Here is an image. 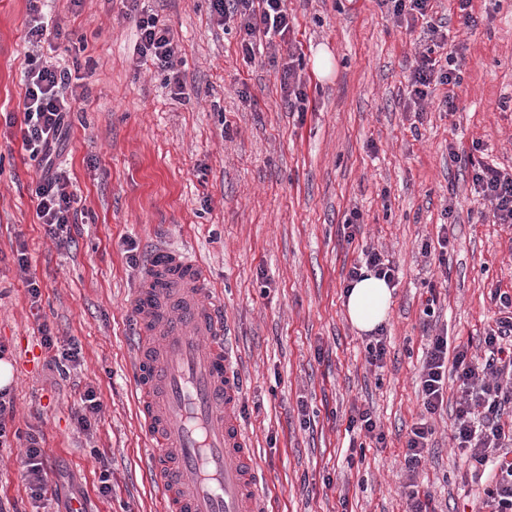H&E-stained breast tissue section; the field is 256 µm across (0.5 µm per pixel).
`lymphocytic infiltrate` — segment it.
<instances>
[{
    "label": "lymphocytic infiltrate",
    "mask_w": 512,
    "mask_h": 512,
    "mask_svg": "<svg viewBox=\"0 0 512 512\" xmlns=\"http://www.w3.org/2000/svg\"><path fill=\"white\" fill-rule=\"evenodd\" d=\"M217 25L237 20L240 47L245 59L255 57L258 39L269 34L289 41L293 19L287 0H209ZM396 21L414 25L425 18L426 48L415 59L409 77L406 109L424 110L432 83L454 85L458 75L454 54H446L445 66H438L436 50L448 37L446 17H432L433 0H381ZM133 15L141 58L166 71V82L174 96H182L184 85L177 68L178 45L156 14L138 10L137 0H127ZM70 69L44 61L31 64L24 72L25 96L20 122L22 145L42 174L35 184L36 216L47 235L64 241L70 234L77 211L68 181L54 169L58 147L70 125L75 98ZM470 176L476 192L486 200L497 223L512 224V171L489 164L472 166ZM492 299L498 315L485 330L484 353H470L468 346H449L446 333L429 338L419 373L423 412L408 433L404 455L407 512H430V493L420 491L418 467L434 433L431 418L443 409L449 377H456L461 396L454 410L451 438L462 462L473 470L488 473L481 505L484 512H512V294L497 291Z\"/></svg>",
    "instance_id": "lymphocytic-infiltrate-1"
}]
</instances>
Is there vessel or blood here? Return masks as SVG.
I'll return each instance as SVG.
<instances>
[{
    "label": "vessel or blood",
    "mask_w": 512,
    "mask_h": 512,
    "mask_svg": "<svg viewBox=\"0 0 512 512\" xmlns=\"http://www.w3.org/2000/svg\"><path fill=\"white\" fill-rule=\"evenodd\" d=\"M208 270L175 246L151 250L131 298L134 391L150 451L145 478L165 512H268L264 475L238 417L240 387Z\"/></svg>",
    "instance_id": "vessel-or-blood-1"
}]
</instances>
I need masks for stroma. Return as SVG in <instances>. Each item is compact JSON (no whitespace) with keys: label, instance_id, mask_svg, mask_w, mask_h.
I'll return each mask as SVG.
<instances>
[{"label":"stroma","instance_id":"35a3bbf8","mask_svg":"<svg viewBox=\"0 0 512 512\" xmlns=\"http://www.w3.org/2000/svg\"><path fill=\"white\" fill-rule=\"evenodd\" d=\"M180 48L185 96L138 53L121 0H48L65 33L42 52L76 67L77 95L60 160L77 199L71 243L46 235L32 195L38 176L18 127L33 49L28 0H0V343L13 366L14 427L43 436L47 493L32 503L24 441L0 447V503L18 512H162L142 478L149 442L133 395L129 301L156 245L192 251L209 270L238 355V415L265 475L269 512H405L404 453L421 416L422 309L437 291L450 345L481 350L496 290L512 293V227L495 223L450 149L512 168V0H473L478 26L454 0L448 43L463 47L460 81L432 88L422 115L404 108L420 27L381 0H288L294 46L274 42L254 61L237 22L218 27L208 0H140ZM333 61L315 67L318 51ZM309 75L305 112L282 101L289 54ZM248 91L243 104L240 91ZM453 96L455 111L442 101ZM362 230L348 239L351 212ZM450 225L440 250L441 225ZM430 255H422L423 244ZM398 270L385 323L383 368L349 322L344 280L363 248ZM28 264L19 267L17 249ZM139 264H132V257ZM41 288L31 304L28 280ZM82 346L67 376L47 365L38 326ZM101 410L90 433L71 415L87 387ZM368 407L386 439L350 447L348 418ZM417 480L435 512H473L485 486L435 416ZM112 494L98 492L102 466Z\"/></svg>","mask_w":512,"mask_h":512}]
</instances>
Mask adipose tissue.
I'll return each mask as SVG.
<instances>
[{
	"instance_id": "1",
	"label": "adipose tissue",
	"mask_w": 512,
	"mask_h": 512,
	"mask_svg": "<svg viewBox=\"0 0 512 512\" xmlns=\"http://www.w3.org/2000/svg\"><path fill=\"white\" fill-rule=\"evenodd\" d=\"M391 297V286L375 276L353 282L345 295L349 322L361 332L375 330L388 317Z\"/></svg>"
}]
</instances>
